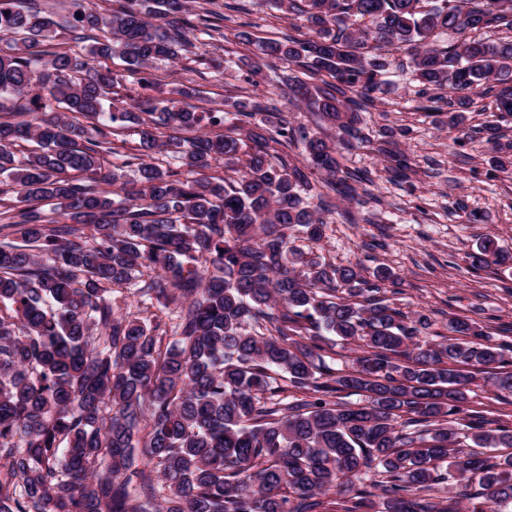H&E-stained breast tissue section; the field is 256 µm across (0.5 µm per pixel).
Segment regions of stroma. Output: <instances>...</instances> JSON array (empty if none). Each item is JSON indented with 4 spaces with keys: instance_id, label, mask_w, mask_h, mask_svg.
Returning a JSON list of instances; mask_svg holds the SVG:
<instances>
[{
    "instance_id": "1",
    "label": "stroma",
    "mask_w": 512,
    "mask_h": 512,
    "mask_svg": "<svg viewBox=\"0 0 512 512\" xmlns=\"http://www.w3.org/2000/svg\"><path fill=\"white\" fill-rule=\"evenodd\" d=\"M233 8V26L253 34L255 40L296 34V20L266 8L261 0H216ZM235 67L218 71L210 62L211 49L199 47L196 55L152 71L159 95L190 90L189 105L203 112L221 106L225 98L244 87L246 70L241 60L256 47L235 40L225 44ZM300 68L279 63L268 72L266 94L293 125L327 140L336 131L320 120L312 108L284 97V76H301ZM393 90L362 115L363 136L377 139L381 129L400 134V148L411 168L406 178L386 171L371 148L343 151V168L368 174V204H346L332 199L321 241L311 243L314 253L338 265L361 263L366 270L389 267L398 277L393 302L403 311L422 310L444 331L452 316L478 320L490 333L491 343H512V268L492 266L472 271L468 255L485 236H493L501 250L512 253V177L496 165L497 153L483 130L492 97L482 101L483 111L468 113L464 142L448 137L442 114L428 110V100L411 75L395 74ZM353 211L357 221L348 224L339 213ZM479 222H469V214Z\"/></svg>"
}]
</instances>
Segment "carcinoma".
I'll use <instances>...</instances> for the list:
<instances>
[{"label":"carcinoma","instance_id":"obj_1","mask_svg":"<svg viewBox=\"0 0 512 512\" xmlns=\"http://www.w3.org/2000/svg\"><path fill=\"white\" fill-rule=\"evenodd\" d=\"M119 2L106 17L70 0L54 21L40 0H0V99H22L0 121V176L16 194L0 233L18 239L0 245V512H150L155 500L162 512H369L375 496L379 512H512V426L466 408L467 367L512 395L504 349L468 317L424 340L431 317L391 305L389 268L295 245L326 225L302 197L309 176L347 201L368 176L272 111L255 80L270 63L304 68L312 81L293 97L350 145L390 85L382 50L398 45L423 93L456 91L448 132L495 85L512 116V0H264L309 35L260 42L251 93L210 112L183 106L187 90L147 93L148 69L193 46L188 0ZM223 20L200 19L209 44L226 39ZM56 26L91 46L32 50ZM444 31L457 43L436 44ZM114 58L124 72L104 64ZM128 75L146 93L118 106ZM230 115L237 135L202 132ZM133 118L130 178L116 138ZM485 132L511 172L512 145ZM294 141L304 168L275 166L271 144ZM380 151L405 175L394 134ZM220 159L230 174L208 175ZM468 259L478 271L512 255L485 237ZM115 287L145 312L174 307V339L116 313ZM335 336L361 349L345 368L325 360Z\"/></svg>","mask_w":512,"mask_h":512}]
</instances>
